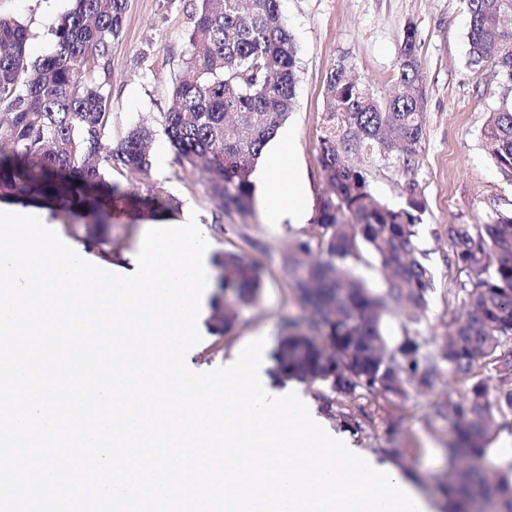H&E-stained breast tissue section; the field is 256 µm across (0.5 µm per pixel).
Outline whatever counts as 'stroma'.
<instances>
[{
  "label": "stroma",
  "mask_w": 512,
  "mask_h": 512,
  "mask_svg": "<svg viewBox=\"0 0 512 512\" xmlns=\"http://www.w3.org/2000/svg\"><path fill=\"white\" fill-rule=\"evenodd\" d=\"M73 7L74 0H0V17L28 26L27 51L36 61L52 52L51 28ZM281 9L298 48L296 96L282 128L294 140L296 170L307 180L316 204L327 191L317 135L328 71L345 62L371 93L386 99L398 74L403 29L409 24L417 29L418 58L426 78L419 163L407 170L395 160H379L371 165L368 179L376 198L391 206H401L411 190L423 198L419 241L434 278L426 314L416 321L388 314L383 332L394 343L415 334L440 343L464 312L461 304L448 302V290L459 278L448 250L449 225L489 224L512 215V179L501 174L483 138L489 113L512 103V84L469 66L465 0H281ZM187 26L184 0H127L122 32L112 46V140H120L141 120L159 121L169 109L172 81L187 49ZM120 182L145 195L159 190L173 195L197 211L199 223L212 221L206 173L179 165L175 157H168L163 174H127ZM153 220L148 207L113 206L106 237L114 271H132L140 237ZM298 230L295 224L264 223L256 211L234 218L224 231L212 232L215 254L241 249L261 267L262 288L257 303L240 307L238 322L227 335H212L209 318L201 319L203 340L187 356L191 369L222 366L259 337L265 338L267 348H275L285 318L306 320L293 277L282 265V254ZM243 231L251 245L240 240ZM464 391V381L443 377L426 394L391 405L401 420L399 431L390 433L378 425L350 434L354 446L365 453L378 456L383 449H398L392 464L411 480L432 512H441L439 488L448 476V421L434 407Z\"/></svg>",
  "instance_id": "obj_1"
}]
</instances>
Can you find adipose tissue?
<instances>
[{
  "mask_svg": "<svg viewBox=\"0 0 512 512\" xmlns=\"http://www.w3.org/2000/svg\"><path fill=\"white\" fill-rule=\"evenodd\" d=\"M265 194L264 221L280 224L303 223L309 215L306 184L294 169V143L289 134H280L273 152L259 172Z\"/></svg>",
  "mask_w": 512,
  "mask_h": 512,
  "instance_id": "1",
  "label": "adipose tissue"
}]
</instances>
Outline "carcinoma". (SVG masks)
<instances>
[{
	"label": "carcinoma",
	"instance_id": "carcinoma-1",
	"mask_svg": "<svg viewBox=\"0 0 512 512\" xmlns=\"http://www.w3.org/2000/svg\"><path fill=\"white\" fill-rule=\"evenodd\" d=\"M468 64L512 81V0H466ZM187 51L173 81L172 106L161 126L179 163L209 174L212 224L247 215L253 167L292 110L297 48L280 0H188ZM126 0H75L54 26V51L29 61V32L0 17V198L49 204L92 222L73 233L94 249L116 198L137 199L112 179L117 169L151 167L153 128L133 126L112 143V43L122 31ZM417 30L404 28L399 74L379 100L339 63L327 74L319 163L330 193L315 223L282 255L297 278L300 300L312 312L306 328L285 321L273 351L275 376L319 388L322 409L344 424L388 428L381 408L358 402L362 393L387 404L408 389L422 392L443 374L471 381L465 394L435 406L450 417L446 512H512V464L486 471V440L498 419L512 420V215L491 224L448 225V248L468 279L448 289L464 316L436 351L406 336L392 344L382 332L392 311L416 320L434 288L421 261L417 225L424 200L409 189L393 207L371 191L368 171L351 159L366 154L413 168L423 133L425 78L416 56ZM500 172L512 179V106L491 112L483 130ZM378 254L384 289L375 292L353 274L360 248ZM220 292L211 303V330L224 336L238 309L256 303L260 268L239 251L218 258ZM321 331L328 343L314 333ZM495 385H489V380Z\"/></svg>",
	"mask_w": 512,
	"mask_h": 512
}]
</instances>
